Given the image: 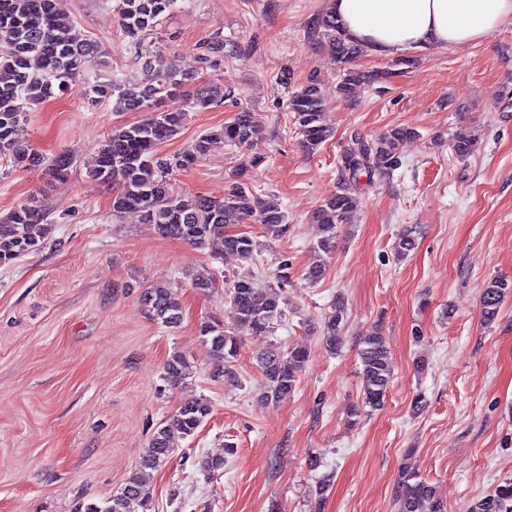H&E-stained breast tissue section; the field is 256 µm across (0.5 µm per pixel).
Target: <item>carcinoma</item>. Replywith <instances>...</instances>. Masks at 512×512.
Wrapping results in <instances>:
<instances>
[{"mask_svg": "<svg viewBox=\"0 0 512 512\" xmlns=\"http://www.w3.org/2000/svg\"><path fill=\"white\" fill-rule=\"evenodd\" d=\"M176 0H118L123 32L131 38L148 34L158 21L169 14ZM315 31L328 38L338 63L346 66L362 52L350 41L336 17L325 14L314 25ZM102 55L98 44L67 21L62 0H0V156L9 155L15 163L30 158L28 150L17 145L13 135L28 112L42 102L64 92L71 81L83 74ZM147 77L137 79L95 80L90 85L91 102L109 97L128 112H146L140 121L120 126L108 135L98 150L89 177L115 188L112 216L137 210L147 224H154L167 236L190 244L216 242L222 251L249 258L254 251L252 238L246 233L230 234L226 225L252 219L270 234L280 236L287 230L286 215L277 205L253 194L245 184H237L220 200L201 195L176 193L167 176L185 169L224 141L248 146L257 136L250 113L241 111L217 133L197 138L189 149L171 157L160 154V146L177 136L186 112L175 105L179 91L191 80L172 63L158 54L146 63ZM390 72L365 74L348 67L337 85V92L350 96L364 84L382 83ZM224 100V88L210 84L199 90L194 105L207 109ZM289 110L303 136V144L312 152L329 139L332 129L325 123V101L318 81L312 80L293 94ZM413 135L407 127L396 126L378 138L351 137L340 156L342 169L357 178H385L399 166L401 144ZM73 159L66 153L53 157L49 173L62 179L69 176ZM356 188L344 182L336 187L314 216L322 226L317 249L329 253L335 247L337 229L348 223L358 207ZM45 213L32 197L5 214L0 213V265H9L38 249L34 230L43 225ZM512 283L494 279L484 289L481 299L483 321L493 322ZM227 295L230 319L238 330L253 334L266 333L271 324L285 316L286 300L273 287L260 288L254 278L239 275L231 281ZM141 302L150 316L167 327L180 324L182 310L168 288L153 286L141 294ZM347 321L343 301L338 300L323 322V339L330 350L337 349L340 333ZM210 344L217 373L235 379L230 359L236 356L237 339L224 333L221 324L203 325L200 329ZM365 381L362 406L349 409L352 418L361 416L367 407H381L389 391L393 365L385 340L377 332L363 338L359 353ZM307 360V352L293 348L283 354L269 350L262 354L260 367L265 397L276 401L294 392ZM167 379L179 383L191 374L192 366L185 355L175 352L167 361ZM210 414V404L201 399L180 408L176 418L153 432L141 456L140 467L154 469L170 454L179 440L195 434ZM397 512H443L433 486L418 472L405 467L398 477ZM149 500L144 493L143 478L133 473L121 492L108 499L105 506L89 505L84 512H148ZM469 512H512V478L505 479L469 507Z\"/></svg>", "mask_w": 512, "mask_h": 512, "instance_id": "1", "label": "carcinoma"}]
</instances>
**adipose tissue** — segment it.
I'll return each instance as SVG.
<instances>
[{"mask_svg":"<svg viewBox=\"0 0 512 512\" xmlns=\"http://www.w3.org/2000/svg\"><path fill=\"white\" fill-rule=\"evenodd\" d=\"M329 11L351 41L386 56L474 44L512 23V0H330Z\"/></svg>","mask_w":512,"mask_h":512,"instance_id":"obj_1","label":"adipose tissue"}]
</instances>
